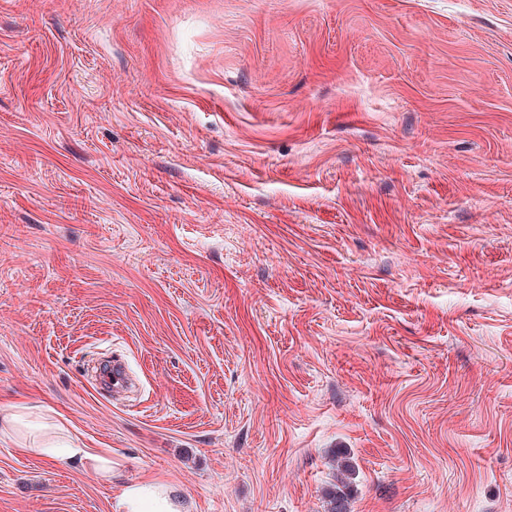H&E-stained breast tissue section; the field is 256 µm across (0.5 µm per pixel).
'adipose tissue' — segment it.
<instances>
[{"label":"adipose tissue","mask_w":512,"mask_h":512,"mask_svg":"<svg viewBox=\"0 0 512 512\" xmlns=\"http://www.w3.org/2000/svg\"><path fill=\"white\" fill-rule=\"evenodd\" d=\"M1 440L10 441L33 456L79 461L89 471L106 478L115 470L111 455L76 446L56 420L45 417L33 421L22 405L11 407L0 417ZM114 512H182V505L169 483L146 479L123 488Z\"/></svg>","instance_id":"obj_1"}]
</instances>
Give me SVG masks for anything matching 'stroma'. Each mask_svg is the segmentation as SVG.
<instances>
[{"instance_id": "stroma-1", "label": "stroma", "mask_w": 512, "mask_h": 512, "mask_svg": "<svg viewBox=\"0 0 512 512\" xmlns=\"http://www.w3.org/2000/svg\"><path fill=\"white\" fill-rule=\"evenodd\" d=\"M15 403L120 468L0 512H512V0H0ZM181 500L167 482L145 479L123 488L114 512H183Z\"/></svg>"}]
</instances>
